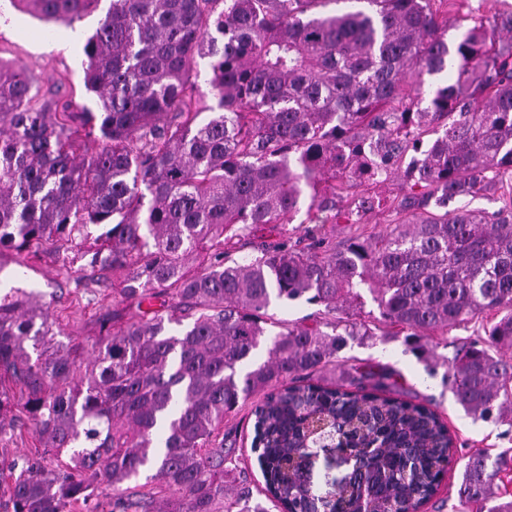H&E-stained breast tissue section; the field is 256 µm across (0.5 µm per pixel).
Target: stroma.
<instances>
[{"instance_id": "obj_1", "label": "stroma", "mask_w": 512, "mask_h": 512, "mask_svg": "<svg viewBox=\"0 0 512 512\" xmlns=\"http://www.w3.org/2000/svg\"><path fill=\"white\" fill-rule=\"evenodd\" d=\"M110 0H99L73 26L46 20L15 9L10 0H0V64L22 65L33 73L41 98L59 93L76 103L93 106L83 87V46L104 19ZM496 10L512 11V0H453L448 6L449 37L459 36L474 18ZM380 209L366 215L360 224H325L326 232L337 242L367 237L385 227V207L397 197V183L377 187ZM20 287L36 294L54 322V343L80 345L90 350L98 336L97 321L111 313L116 304L112 290L90 273L80 272L78 264L61 255L38 258L0 248V295ZM340 359L351 364H379L393 371L406 399L432 406L447 423L454 437L453 459L438 494L420 512H458L457 489L465 462L472 454L484 451L497 455L512 448V427L492 420H473L456 405L445 380L444 367L434 366L410 351L403 337L392 336L384 323H377L375 337L367 344H349ZM224 430L235 442V454L253 481L254 489L264 486L259 465L251 450L253 421L249 408L226 418Z\"/></svg>"}]
</instances>
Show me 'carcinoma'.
I'll use <instances>...</instances> for the list:
<instances>
[{"mask_svg": "<svg viewBox=\"0 0 512 512\" xmlns=\"http://www.w3.org/2000/svg\"><path fill=\"white\" fill-rule=\"evenodd\" d=\"M19 2L71 25L95 0ZM339 2L112 0L83 47L95 112L41 103L29 71L0 67V247L91 240L81 270L123 305L85 358L48 348L33 294L0 298V434L31 422L41 445L0 462V512H419L451 462L447 424L384 369L324 378L374 337L362 288L421 359L426 335L494 313L437 360L466 415L512 426V196L490 214L449 208L512 172V13L450 40L448 0L328 10ZM96 132L102 150L77 158ZM396 180L368 239H251L302 213L334 223L336 197ZM243 241L257 255L240 262ZM299 300L323 310L268 313ZM248 403L264 502L224 434ZM315 416L352 457L340 479L306 463ZM151 467L158 485L121 488ZM505 476L511 448L470 456L461 512H512ZM321 307L308 304L305 301L293 304H272L268 313L274 314L275 318L287 321H300L308 317H312Z\"/></svg>", "mask_w": 512, "mask_h": 512, "instance_id": "carcinoma-1", "label": "carcinoma"}]
</instances>
